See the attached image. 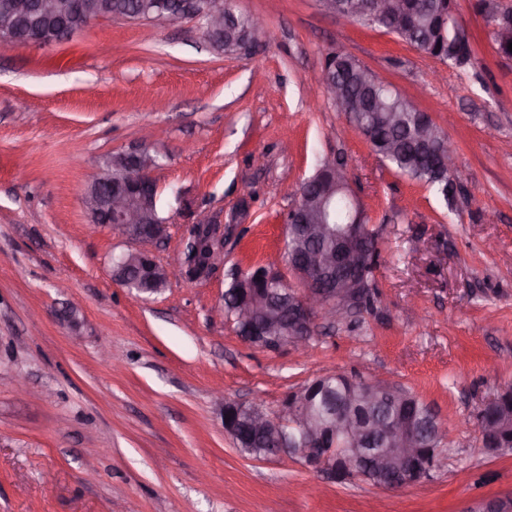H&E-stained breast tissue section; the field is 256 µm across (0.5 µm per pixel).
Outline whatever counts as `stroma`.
I'll use <instances>...</instances> for the list:
<instances>
[{
	"label": "stroma",
	"mask_w": 512,
	"mask_h": 512,
	"mask_svg": "<svg viewBox=\"0 0 512 512\" xmlns=\"http://www.w3.org/2000/svg\"><path fill=\"white\" fill-rule=\"evenodd\" d=\"M473 4L455 0L474 47L463 69L320 0H231L266 23L231 54L195 21L118 18L52 46H0V512H468L512 495V449L475 450L482 405L512 385V58ZM336 51L454 142L453 208L310 95ZM131 148L156 156L169 224L153 249L167 286L148 297L112 277L135 242L89 233L82 205L106 159ZM332 158L378 234L374 305L318 321L304 351L246 343L216 313L224 291L236 273L287 272V213ZM186 198L224 227L214 274L193 285ZM72 299L74 323L57 315ZM333 373L431 404L440 468L386 491L246 457L225 433L216 392L274 417Z\"/></svg>",
	"instance_id": "1"
}]
</instances>
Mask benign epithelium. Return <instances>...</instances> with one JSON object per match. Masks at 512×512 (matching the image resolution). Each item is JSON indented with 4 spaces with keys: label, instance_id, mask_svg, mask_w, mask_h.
Segmentation results:
<instances>
[{
    "label": "benign epithelium",
    "instance_id": "7a95c632",
    "mask_svg": "<svg viewBox=\"0 0 512 512\" xmlns=\"http://www.w3.org/2000/svg\"><path fill=\"white\" fill-rule=\"evenodd\" d=\"M328 13L350 20L353 13L382 19L393 28L401 23L408 12L405 0H322ZM72 17L82 27L103 18L92 8L91 0H0V45L3 47L50 46L63 40L57 28L48 24L56 18ZM130 19L147 23L181 24L188 20L200 22L207 42L218 48L223 45L224 32L238 26L240 18L228 0H207L197 9L196 0H141L139 10ZM327 90L336 106L352 119V126L371 141V127L357 123L362 113L383 111L376 101L363 105L336 89V79L323 71L317 90ZM123 178L112 180L107 170L92 182L84 196L90 226H107L120 231L126 238L145 245L158 244L168 237V225L158 221L156 213L145 210L141 202L149 201L159 193L153 171L157 159L138 149L120 152ZM335 191L349 198L352 208L343 232L336 237L333 249H313L301 260L288 259V269L300 280L302 289H292L288 299H275L269 294L252 295L250 289L258 276L253 269L238 276L239 288L247 293L246 302L237 309L238 322L247 325L257 336L275 339L288 329V345L305 348L313 336L316 322L321 318L342 321L357 308L365 279L363 270L375 255L376 244L366 224L361 200L350 188L342 162L332 159L323 163L316 176L304 182L299 201L289 211L286 222L299 224L311 240H320L326 232L324 211ZM193 236L199 248L205 250V266L198 271L197 280L208 278L224 254V226L214 224L207 215L196 214L192 224ZM154 269L160 264L150 251L139 248L119 257L112 268L114 280L127 288L134 283L127 273L146 267ZM327 376L289 393L281 403L277 417L271 418L261 409L237 403L222 402L223 413L235 412L236 417L224 424V432L238 440L240 429L246 427L255 437L270 435V429L288 426L298 420L305 428L308 443L288 444L264 451L262 458L289 456L304 467L322 473L333 481L367 476L369 481L387 490L402 489L410 482L404 474L430 476L441 466L438 449L425 446L423 426L409 413L400 398L399 387L385 383L365 384V400L355 410L330 405L326 416L312 411V393H321ZM398 409L388 419L372 417L368 410L379 402ZM512 405V388L502 389L484 403L478 413L479 450L494 454L512 446V426L491 425L489 412L504 404ZM378 440L380 448L372 447ZM472 512H512V498L499 497L479 503Z\"/></svg>",
    "mask_w": 512,
    "mask_h": 512
}]
</instances>
